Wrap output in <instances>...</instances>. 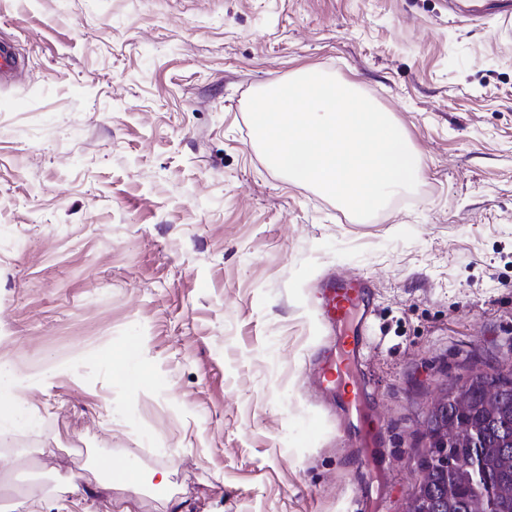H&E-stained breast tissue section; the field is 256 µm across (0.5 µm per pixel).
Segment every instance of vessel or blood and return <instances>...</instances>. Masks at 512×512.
Segmentation results:
<instances>
[{"instance_id": "obj_1", "label": "vessel or blood", "mask_w": 512, "mask_h": 512, "mask_svg": "<svg viewBox=\"0 0 512 512\" xmlns=\"http://www.w3.org/2000/svg\"><path fill=\"white\" fill-rule=\"evenodd\" d=\"M25 70V59L15 46L0 40V82L15 80ZM369 279L333 278L323 283L319 295V311L324 323L335 329L336 337L312 362V371L322 390L337 393L356 423L354 432L367 438L377 435L379 425L361 416L362 393L356 383V370L366 346V327L359 324L360 311L373 305Z\"/></svg>"}]
</instances>
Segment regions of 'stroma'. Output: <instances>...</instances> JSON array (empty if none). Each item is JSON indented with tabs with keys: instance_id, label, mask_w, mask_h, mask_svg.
<instances>
[{
	"instance_id": "35a3bbf8",
	"label": "stroma",
	"mask_w": 512,
	"mask_h": 512,
	"mask_svg": "<svg viewBox=\"0 0 512 512\" xmlns=\"http://www.w3.org/2000/svg\"><path fill=\"white\" fill-rule=\"evenodd\" d=\"M0 36L12 512H405L434 398L512 368V0H0ZM305 69L387 112L414 191L361 219L273 168L248 100ZM330 273L374 288L366 469L309 374ZM25 59L15 46L0 40V83L15 80L25 70ZM18 385L11 368L6 364H0V417H7L14 424L24 425L28 421V412L17 394ZM2 399L8 403L2 404Z\"/></svg>"
}]
</instances>
